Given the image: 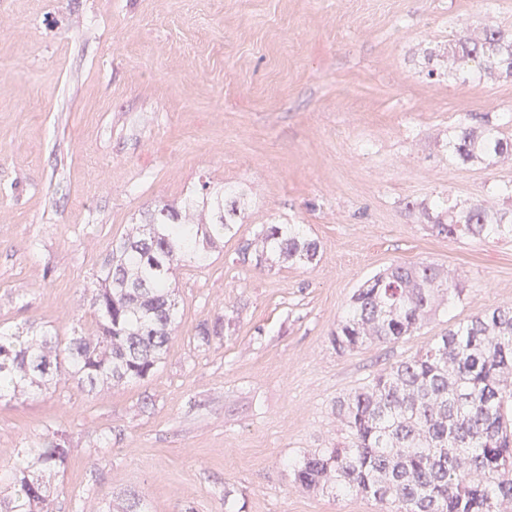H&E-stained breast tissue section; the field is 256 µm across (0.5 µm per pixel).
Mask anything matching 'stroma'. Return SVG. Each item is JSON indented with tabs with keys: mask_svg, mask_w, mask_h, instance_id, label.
Masks as SVG:
<instances>
[{
	"mask_svg": "<svg viewBox=\"0 0 512 512\" xmlns=\"http://www.w3.org/2000/svg\"><path fill=\"white\" fill-rule=\"evenodd\" d=\"M512 0H0V327H93L112 243L202 182L244 189L238 235L182 267L150 377L71 379L0 400V468L52 430L53 512H380L292 465L336 440V400L452 324L512 305V242L432 235L431 201L484 199L512 164L449 160L466 115L512 113V79L428 77L424 49ZM301 224L306 267L237 259L257 225ZM453 270L465 299L414 335L339 353L356 288L390 264ZM222 322L202 344L201 326Z\"/></svg>",
	"mask_w": 512,
	"mask_h": 512,
	"instance_id": "35a3bbf8",
	"label": "stroma"
}]
</instances>
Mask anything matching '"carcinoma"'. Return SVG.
Listing matches in <instances>:
<instances>
[{"label": "carcinoma", "mask_w": 512, "mask_h": 512, "mask_svg": "<svg viewBox=\"0 0 512 512\" xmlns=\"http://www.w3.org/2000/svg\"><path fill=\"white\" fill-rule=\"evenodd\" d=\"M448 48L424 56L431 76L480 81L512 76V29L477 21L451 33ZM512 119L463 121L448 134L451 161L494 167L512 160ZM242 190L206 182L178 206H156L112 245L92 276L96 329L71 338L49 330H0V399L20 398L68 376L81 385L144 380L161 361L175 323L173 281L180 267L207 264L238 234ZM431 231L512 241V216L477 200L433 201ZM319 244L298 224H263L240 242L238 260L308 265ZM465 288L434 264L394 263L352 295L332 344L351 351L413 335L439 308L463 300ZM340 439L294 465L295 480L317 492L362 496L384 512H500L512 500V306L452 325L414 356L382 370L336 401ZM54 432L22 451V465L0 473V512H50V489L31 475L66 461Z\"/></svg>", "instance_id": "carcinoma-1"}]
</instances>
